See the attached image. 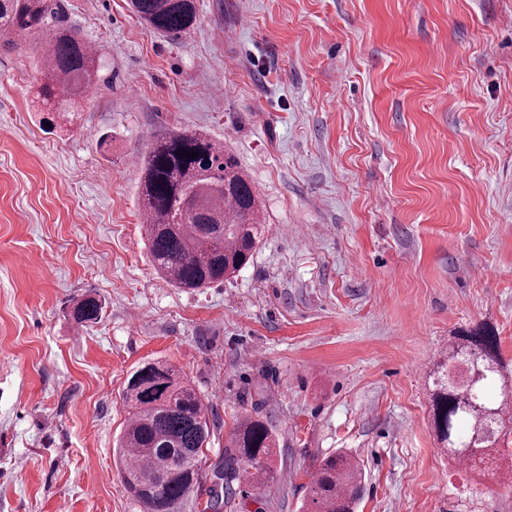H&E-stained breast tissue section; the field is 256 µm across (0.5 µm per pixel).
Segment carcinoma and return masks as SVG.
<instances>
[{
	"instance_id": "cac0c4a2",
	"label": "carcinoma",
	"mask_w": 512,
	"mask_h": 512,
	"mask_svg": "<svg viewBox=\"0 0 512 512\" xmlns=\"http://www.w3.org/2000/svg\"><path fill=\"white\" fill-rule=\"evenodd\" d=\"M134 15L160 35L187 32L197 22L195 0H130ZM35 35L43 83L38 96L65 117L98 88L103 66L97 51L72 31L59 0H0V43L14 46ZM186 151L198 156L188 158ZM138 197L147 213L149 259L174 287L198 291L241 270L264 235L259 194L224 144L204 131L164 132L139 158ZM104 303L92 291L70 308L86 327L101 318ZM433 428L441 447L474 471L500 467L496 445L507 400L487 390L507 387L497 337L476 327L448 349L432 372ZM120 397L128 418L114 454L139 512H187L208 476L206 512H224L234 484L263 487L277 477V437L261 418L246 417L207 467L213 434L210 403L170 363L148 360L127 380ZM364 473L343 454L323 458L307 486L310 512H355Z\"/></svg>"
}]
</instances>
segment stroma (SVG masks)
I'll use <instances>...</instances> for the list:
<instances>
[{
  "mask_svg": "<svg viewBox=\"0 0 512 512\" xmlns=\"http://www.w3.org/2000/svg\"><path fill=\"white\" fill-rule=\"evenodd\" d=\"M109 84L41 122L38 56L0 45V512H138L120 392L165 360L208 397L218 462L270 420L276 479L230 512H307L317 460L364 468L357 512H512V481L440 448L429 375L483 325L512 369V0H196L162 36L126 0H61ZM223 141L268 229L187 292L151 264L137 159ZM95 291L101 320L68 312Z\"/></svg>",
  "mask_w": 512,
  "mask_h": 512,
  "instance_id": "35a3bbf8",
  "label": "stroma"
}]
</instances>
